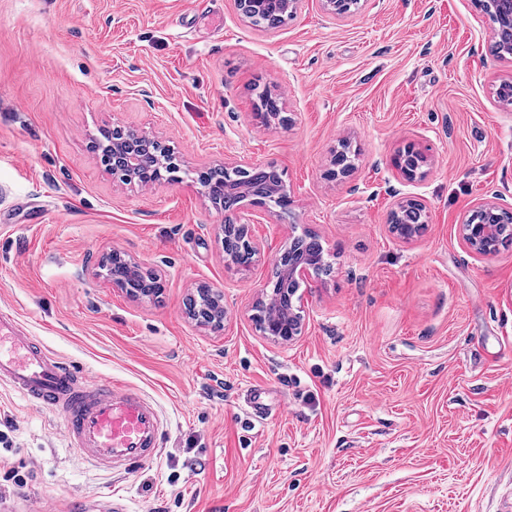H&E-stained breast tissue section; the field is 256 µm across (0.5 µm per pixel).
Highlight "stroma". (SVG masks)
<instances>
[{
	"label": "stroma",
	"mask_w": 512,
	"mask_h": 512,
	"mask_svg": "<svg viewBox=\"0 0 512 512\" xmlns=\"http://www.w3.org/2000/svg\"><path fill=\"white\" fill-rule=\"evenodd\" d=\"M476 0H360L344 18L301 0L272 32L234 0H0V311L95 379L157 401L158 457L104 472L68 448L62 419L0 388V512L69 502L105 512H512V242L469 253L474 207L512 204V106L496 89ZM285 126L252 120L254 86ZM155 137L180 169L143 187L109 172L102 128ZM353 169L325 173L341 143ZM424 178L393 166L407 144ZM275 166L287 212L255 213L249 271L224 262V213L191 178L221 163ZM423 200L411 242L398 196ZM319 235L331 274L299 291L303 330L274 343L253 304L289 234ZM118 251L163 285L133 299L101 266ZM224 293L222 330L185 313ZM263 386L271 413L244 403ZM426 205L420 199L407 198L397 202L390 213L389 226L393 233L401 240L410 241L418 236L420 225L415 224L411 219L415 215H423V223H426Z\"/></svg>",
	"instance_id": "35a3bbf8"
}]
</instances>
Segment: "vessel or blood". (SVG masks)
Wrapping results in <instances>:
<instances>
[{
    "instance_id": "b4317fda",
    "label": "vessel or blood",
    "mask_w": 512,
    "mask_h": 512,
    "mask_svg": "<svg viewBox=\"0 0 512 512\" xmlns=\"http://www.w3.org/2000/svg\"><path fill=\"white\" fill-rule=\"evenodd\" d=\"M0 386L57 411L68 445L112 471L157 457L168 423L157 402L109 379H90L39 344L15 316L0 313Z\"/></svg>"
}]
</instances>
